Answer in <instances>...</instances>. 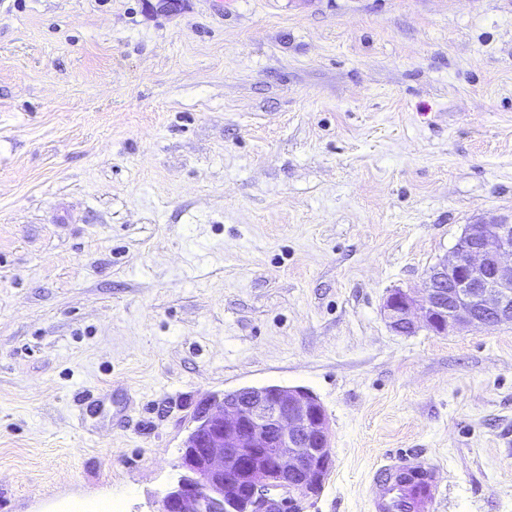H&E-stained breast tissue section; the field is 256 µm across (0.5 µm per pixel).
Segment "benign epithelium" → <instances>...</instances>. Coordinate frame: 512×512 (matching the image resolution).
I'll list each match as a JSON object with an SVG mask.
<instances>
[{"instance_id": "obj_1", "label": "benign epithelium", "mask_w": 512, "mask_h": 512, "mask_svg": "<svg viewBox=\"0 0 512 512\" xmlns=\"http://www.w3.org/2000/svg\"><path fill=\"white\" fill-rule=\"evenodd\" d=\"M383 316L398 334L512 324V216L467 224L425 287L391 291ZM333 467L326 410L303 387L266 385L201 404L181 474L158 512H306Z\"/></svg>"}]
</instances>
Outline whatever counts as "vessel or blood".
Instances as JSON below:
<instances>
[{
  "mask_svg": "<svg viewBox=\"0 0 512 512\" xmlns=\"http://www.w3.org/2000/svg\"><path fill=\"white\" fill-rule=\"evenodd\" d=\"M440 487L439 468L412 453L378 465L366 486V497L370 512H433Z\"/></svg>",
  "mask_w": 512,
  "mask_h": 512,
  "instance_id": "b4317fda",
  "label": "vessel or blood"
}]
</instances>
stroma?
Here are the masks:
<instances>
[{"instance_id":"obj_1","label":"stroma","mask_w":512,"mask_h":512,"mask_svg":"<svg viewBox=\"0 0 512 512\" xmlns=\"http://www.w3.org/2000/svg\"><path fill=\"white\" fill-rule=\"evenodd\" d=\"M512 214V0H0V512H156L206 399L303 387L512 512V324L402 335Z\"/></svg>"}]
</instances>
